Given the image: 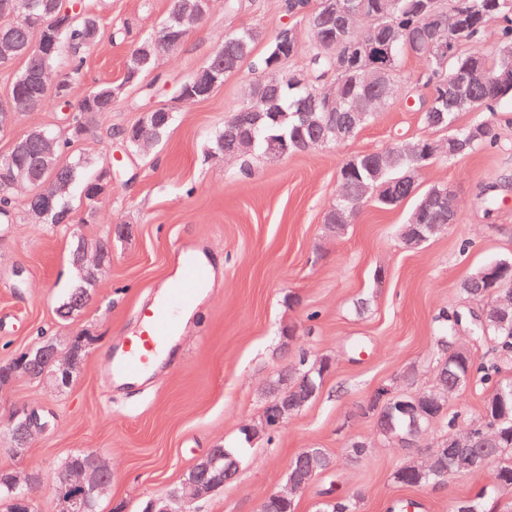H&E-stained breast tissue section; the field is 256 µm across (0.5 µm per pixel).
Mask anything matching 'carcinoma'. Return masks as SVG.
<instances>
[{
    "label": "carcinoma",
    "mask_w": 512,
    "mask_h": 512,
    "mask_svg": "<svg viewBox=\"0 0 512 512\" xmlns=\"http://www.w3.org/2000/svg\"><path fill=\"white\" fill-rule=\"evenodd\" d=\"M423 0H355L357 11L370 14L377 21L379 35L384 39L397 38L391 47V80L389 98L398 91V82L402 74L404 60L409 56H426L424 46L427 42V19L422 12ZM451 5L475 15L468 19L467 30L456 43L447 63L436 59L427 61V80L438 82L445 79L448 71L467 65L471 61L484 64L494 70L512 65V59H506L494 51L498 43L512 45V0H451ZM20 7L23 15L31 13L29 0H0V18H6V25L0 28V38L11 41L15 55L23 65L13 83L11 97L24 111H37L45 103L53 102L61 111L68 105L72 84L80 78L82 62L72 60L67 76L54 84V90L43 88L39 74L43 69H52L55 59L26 56L24 50L35 36L38 18L31 21L11 18L13 9ZM72 21L67 23L59 37L72 51L85 48L88 42H95L99 36L98 17L94 14H71ZM343 26L341 18H328L325 21L322 36L305 30V43L298 53L305 56V65L300 72L303 79L294 82L291 71L285 68L288 59L277 55L278 45L288 40L290 26L282 27L273 36L266 35L259 25L239 29L224 37V42L212 53L206 62L208 68H220L224 75L237 73L245 61L253 54L256 45L267 43V50L258 66V73L251 83L249 96L269 103L270 110L262 118L250 111L251 103H246L237 112L224 121V126L215 136L213 149L218 153H228L241 159L255 151L267 152L269 141L281 137L288 141L291 150L302 152L322 145L324 139H330L339 128H349L352 134L371 122L376 112H350L346 109L328 110L317 92L327 84L338 86L342 100L359 104L366 95V89L358 79L330 73L331 62L324 44H333ZM150 36L143 37L130 47L126 56V68L136 71L133 86L141 87L142 94L151 97L156 91L155 84H143L144 78L154 69L155 55L136 56L137 51L150 47ZM512 92L511 87L490 85L476 92V114L464 125L456 124L458 112L446 101L438 98L420 106V120L431 129L448 132L446 150L448 158H455L451 140L466 139L472 131L479 132L470 151L486 148L493 144L492 125L489 119L480 115L484 108L491 106L500 97ZM121 94L120 87L109 83L93 87L86 97L78 102L72 113L70 126L61 132L53 127L46 129V139H33L25 148L9 150L0 155V223L12 224L17 221L13 208L14 183L27 182L34 178L45 185L44 193L29 198L26 210L32 215L37 211L49 210L44 217L50 224H73L75 217L69 207L70 189L76 182L87 188L93 182L83 178V162L74 160L67 165L59 164L62 153L72 140L78 139L94 127L97 118L103 112L112 111L114 95ZM158 122L146 123L141 137L131 136L130 130L121 131L125 147L131 152L146 153L173 124V118H165L157 113ZM388 171V177L399 180L397 192L390 198L379 189L377 179L378 165ZM426 164L424 157L409 152L395 143L381 151L358 154L347 160L340 170L341 194L336 199L338 205L356 203L363 206L366 199L374 197L381 206L392 208L401 204L415 190V184L409 176L417 175ZM424 195H418L411 214L419 224H440L448 221V210L435 207L421 208ZM108 248V242L89 241L81 233L72 235L71 257L75 267H84V255L90 247ZM483 269H478L461 283V290L476 300L487 298L490 288L484 277ZM95 280L83 274L80 284L72 289L69 297L59 310L63 319L77 315L91 297ZM448 322V339H455L457 330L469 331L473 340L494 343V355L489 360L474 367L473 357L461 359L453 365L442 364L438 369L436 386L450 391L454 397L463 391L468 383L477 378L490 388L483 401L479 417L465 423L457 416L447 415V405L422 408L416 413L419 418L420 433L437 421H444L452 436L463 438L462 447L450 448L426 462H409L394 474V481L403 487H423L444 482L448 479V455L457 453H477L486 448L496 449L495 469L491 481L482 488L477 498H460L454 501L452 512H480L481 501L493 497L502 488H512V311L507 320L501 323L492 318L483 322L474 320L468 311H455L444 315ZM316 360L302 355L298 364L284 369L282 376L291 379V389L283 392L279 379L267 385L269 400L264 412L267 433L279 432L284 424L279 419V406L284 401L309 404L310 384L321 385L317 374H308ZM56 371L52 357L28 362L26 370L18 373L20 377L38 381ZM377 431L391 441L397 435L409 430L413 424L411 417L401 413L396 407L383 406L371 414ZM232 457L222 460L218 467L209 472L214 487L224 486V480L232 479L238 471L244 449L230 447ZM333 460L322 448L312 449V454L298 453L293 458V468L288 472L295 482L303 487L311 473H320L332 466ZM12 470L0 468V503L6 505L7 512H34L33 499L22 500L20 491L9 490L1 483ZM301 491H290L283 498H270L265 501V512H296L297 499Z\"/></svg>",
    "instance_id": "obj_1"
}]
</instances>
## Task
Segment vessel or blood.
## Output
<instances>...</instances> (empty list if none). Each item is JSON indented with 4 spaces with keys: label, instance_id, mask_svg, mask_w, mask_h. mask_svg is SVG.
Returning a JSON list of instances; mask_svg holds the SVG:
<instances>
[{
    "label": "vessel or blood",
    "instance_id": "b4317fda",
    "mask_svg": "<svg viewBox=\"0 0 512 512\" xmlns=\"http://www.w3.org/2000/svg\"><path fill=\"white\" fill-rule=\"evenodd\" d=\"M211 279L209 262L196 251L182 250L164 297L143 304L136 314L137 331L115 340L108 375L136 379L151 372L160 354L180 333L179 310L195 306Z\"/></svg>",
    "mask_w": 512,
    "mask_h": 512
}]
</instances>
